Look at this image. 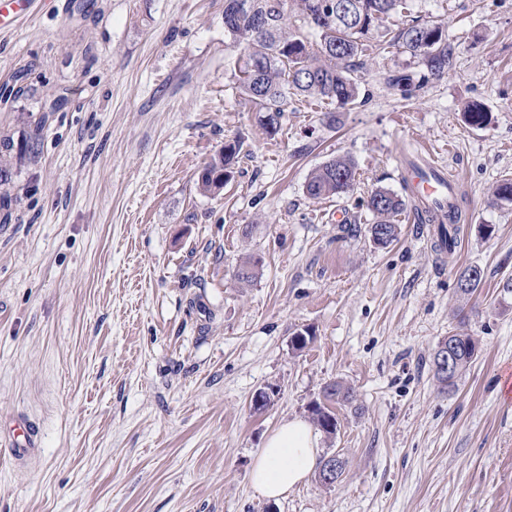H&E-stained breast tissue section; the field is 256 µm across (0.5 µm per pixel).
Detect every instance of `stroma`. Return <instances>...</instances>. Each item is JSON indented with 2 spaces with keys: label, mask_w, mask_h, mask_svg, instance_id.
<instances>
[{
  "label": "stroma",
  "mask_w": 512,
  "mask_h": 512,
  "mask_svg": "<svg viewBox=\"0 0 512 512\" xmlns=\"http://www.w3.org/2000/svg\"><path fill=\"white\" fill-rule=\"evenodd\" d=\"M414 20L447 31V73L385 38ZM363 44L357 106L331 122L327 101L292 95L270 134L239 89L224 0H36L0 21V85L23 88L0 103V512H512V204L492 195L512 178V0H406ZM396 71L412 97L388 85ZM468 102L486 126L465 123ZM235 139L230 181L203 193ZM432 146L462 201L460 247L438 252L410 205L374 245L367 197L403 193ZM338 155L352 190L309 199ZM468 266L483 281L465 300ZM459 327L478 357L449 390L432 359ZM334 381L356 399L318 440L342 478L260 498L266 438ZM18 418L33 458L1 437ZM241 148V143L237 140L227 142L219 157L205 166L201 174L200 185V189L204 193H217L222 189L223 176L227 175L226 182L232 173L233 165L238 159ZM23 437V443H18L16 438ZM38 448L37 436L33 428L27 425H17L13 431L12 455H28Z\"/></svg>",
  "instance_id": "stroma-1"
}]
</instances>
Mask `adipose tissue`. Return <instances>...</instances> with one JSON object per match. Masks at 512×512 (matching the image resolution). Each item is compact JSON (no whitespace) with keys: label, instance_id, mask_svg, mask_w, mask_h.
<instances>
[{"label":"adipose tissue","instance_id":"adipose-tissue-1","mask_svg":"<svg viewBox=\"0 0 512 512\" xmlns=\"http://www.w3.org/2000/svg\"><path fill=\"white\" fill-rule=\"evenodd\" d=\"M317 440L309 424L294 419L265 442L252 470V486L261 497L276 500L304 482L317 462Z\"/></svg>","mask_w":512,"mask_h":512}]
</instances>
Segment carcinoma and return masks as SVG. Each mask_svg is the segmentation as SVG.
<instances>
[{
  "label": "carcinoma",
  "mask_w": 512,
  "mask_h": 512,
  "mask_svg": "<svg viewBox=\"0 0 512 512\" xmlns=\"http://www.w3.org/2000/svg\"><path fill=\"white\" fill-rule=\"evenodd\" d=\"M293 2L307 22L320 33V43L312 49L300 32L290 33L285 25L288 2ZM402 0H224V30L245 45L246 60L239 78L242 92L261 106V111L280 118L288 96L299 95L329 100L344 110L357 103L359 84L356 58L363 52L362 37L375 24L397 12ZM393 42L418 58L430 71L442 73L448 67V37L436 24L417 21L399 30ZM388 84L404 97L412 94L411 78L397 72ZM463 116L471 126H482L487 114L477 104L464 107ZM241 152L237 140L224 144V151L207 164L201 174L200 189L217 193L223 176L231 175ZM356 177L352 161L345 156L329 159L311 173L305 192L311 199L341 197L349 193ZM366 207L376 217L369 230L383 236L380 246H390L398 235L397 217L405 201L394 192L378 188L370 193ZM428 220L439 224L441 243L453 253L460 234L461 210L448 214L426 210ZM454 371L444 377L435 373L442 384L452 387L477 356L473 337L455 333L448 336ZM325 403L311 409L313 423L327 435L336 433L337 421L330 404H351L355 397L350 389L333 382L324 388Z\"/></svg>",
  "instance_id": "obj_1"
}]
</instances>
